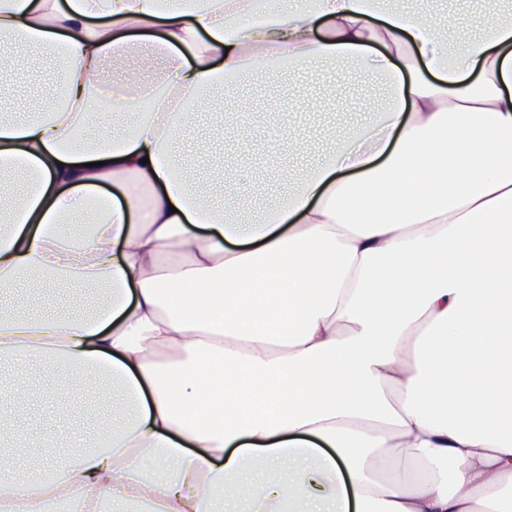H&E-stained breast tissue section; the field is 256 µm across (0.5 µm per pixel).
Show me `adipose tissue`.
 <instances>
[{"label":"adipose tissue","mask_w":512,"mask_h":512,"mask_svg":"<svg viewBox=\"0 0 512 512\" xmlns=\"http://www.w3.org/2000/svg\"><path fill=\"white\" fill-rule=\"evenodd\" d=\"M467 24L401 0H0L7 55L61 60L20 121L0 67V286L111 290L77 317L0 302V413L20 357L62 402L109 375L125 409L34 478L0 444V512H512V20L452 50ZM311 63L385 78L380 119L226 221L238 172L193 187L179 164L197 101L260 72L276 111L275 73Z\"/></svg>","instance_id":"obj_1"}]
</instances>
